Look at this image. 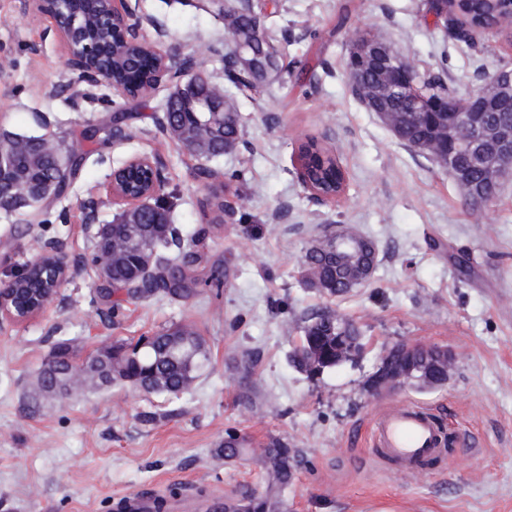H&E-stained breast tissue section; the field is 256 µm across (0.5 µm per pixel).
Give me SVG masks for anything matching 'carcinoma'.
<instances>
[{"instance_id":"1","label":"carcinoma","mask_w":512,"mask_h":512,"mask_svg":"<svg viewBox=\"0 0 512 512\" xmlns=\"http://www.w3.org/2000/svg\"><path fill=\"white\" fill-rule=\"evenodd\" d=\"M466 23L472 28L485 29L504 16L496 4L485 0H465L459 4ZM224 37L231 49H242L244 69L251 84L262 85L276 80L280 75L281 47L265 29L255 27L250 17L232 11L224 12ZM204 100L224 109V123L199 112L190 115L191 107L183 100L174 101L175 111L170 113V123L179 129L174 139H191L197 144V156L216 157L223 154L222 142L238 139L242 121L237 108L225 101L224 89L215 84L202 82L198 85ZM401 142L413 147L423 142L431 130L409 119V113H401ZM66 144L48 134L40 136V142L29 145V136L15 133L0 138V152L14 157L15 180L0 187V195L11 197L22 190L31 196L40 192L65 194L69 183L60 177ZM299 159L311 184L326 194L337 192L343 184L346 171L339 158L325 144L313 137H306L298 145ZM455 168L469 172L474 187L480 188L486 174L472 166L465 156L455 159ZM202 240L197 239L180 251L175 259L163 255L160 267L153 276L152 285L139 289L142 298L162 292L172 298H187L200 287H220L229 281L228 269L211 266L207 276L198 269L207 263L200 250ZM139 263V257L130 255L126 262L115 268L113 287L124 289L126 274ZM377 251L372 242L364 237L345 251H333L311 244L299 261V275L308 288L329 297H344L360 287L353 281L355 271L361 266L376 267ZM346 329L336 320V312L320 308L312 310L303 321V346L294 350L292 363L299 370L314 377L340 363L352 360L361 347L360 332L354 324L344 321ZM210 353L205 338L192 326L175 324L168 332L157 336H142L134 343L112 345V381L127 383L145 391L176 395L186 389L199 375L200 362H209ZM411 363H425L430 367L433 386L448 381V359L426 357L407 343L390 347L381 364L395 369ZM224 461L231 462L244 456L255 459L260 467L261 488L247 490L226 497L224 512H281L282 493L294 478L301 465L297 449L281 437H271L261 448L252 447L251 439L236 430L224 434Z\"/></svg>"}]
</instances>
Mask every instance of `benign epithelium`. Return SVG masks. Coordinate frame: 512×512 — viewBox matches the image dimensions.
I'll return each mask as SVG.
<instances>
[{"mask_svg": "<svg viewBox=\"0 0 512 512\" xmlns=\"http://www.w3.org/2000/svg\"><path fill=\"white\" fill-rule=\"evenodd\" d=\"M81 0H31L34 11L49 16L53 21V34L63 47L72 80L89 86H105L112 94L127 100L133 99L131 83L118 79L111 71L99 63L100 51L95 43L83 40V34L77 26ZM96 22L98 28L115 33L120 40L119 53L127 60H139L145 56L153 59L152 73L154 88L164 87L169 91L167 100L172 101L181 94L194 96L197 104L203 106L213 116H224V108H215L202 101L196 95L197 87L190 76L198 70L193 54H185L168 47V34L153 19L140 14L131 5V0H101ZM152 28L154 35L146 37V29ZM351 85L356 94L379 118L399 134L400 127L392 121V110L388 102L400 99L406 105V111L414 114L419 122L436 130L438 115L448 116V132L435 136L426 150L440 161L441 168L457 184L465 196L470 198V185L459 173L448 170V155L457 151H466L479 164L494 168L497 182L490 185L487 200H496L497 183L512 178V127L492 128L482 117L485 112L505 111L512 108V64L498 67L482 86L464 98L443 94L430 98L424 94V88L415 79V66L399 55L392 47L378 37L352 40L349 54ZM224 76L231 82L248 87L250 79L238 69L234 54L229 52L224 59ZM131 168L142 167L149 171L153 190L147 194H132L118 186L116 175H111L108 185L112 203L121 207L122 212L153 209L155 202L163 198L166 184L164 167L159 158L151 155H137L126 162ZM96 250L105 252L104 257L95 264L99 280L112 284V268L117 258L130 254L141 257V271L132 278L139 286L151 279L155 263V251L152 242L141 236L139 225L127 224L118 228V224H101L96 233ZM33 265L28 264L14 273L4 288L0 289V313L16 321H25L41 314L56 299L60 288L68 276L67 267L42 288H28L27 281L32 278ZM78 378L93 379L87 364L69 363L64 372L52 370L39 377L50 391H60L69 387ZM416 381L410 374L386 369L382 370L373 390L383 392L408 386Z\"/></svg>", "mask_w": 512, "mask_h": 512, "instance_id": "obj_1", "label": "benign epithelium"}]
</instances>
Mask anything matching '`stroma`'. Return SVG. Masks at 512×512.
<instances>
[{"mask_svg": "<svg viewBox=\"0 0 512 512\" xmlns=\"http://www.w3.org/2000/svg\"><path fill=\"white\" fill-rule=\"evenodd\" d=\"M135 2L173 49L213 45L206 68L236 104L243 132L224 156H190L155 126L165 91L127 101L74 83L51 19L25 0H0V127L51 133L84 155L67 196L43 206L37 223L0 212V285L48 247L69 269L40 317L0 318V512H115V500L130 493L163 498L162 512H197L200 499L259 484L253 460L228 465L220 455L230 428L256 445L280 436L300 450L282 512H512V179L490 207L470 209L445 172L367 110L347 70L352 35L366 29L463 96L512 61V40L479 31L473 47L452 41L430 0H268L265 25L284 48L282 70L271 85L239 87L223 77L224 23L211 0ZM116 115L119 140L99 128ZM90 126L99 132L87 141ZM304 135L339 156L348 177L342 201L315 200L300 184ZM138 154L160 158L183 242L203 234L210 260L231 268L229 287L179 300L121 291L110 300L98 288L96 226L119 212L106 184ZM203 164L212 183L197 174ZM213 184L233 209L219 226L203 216ZM90 200L93 225L83 220ZM332 225L378 247L371 282L342 298L298 282L300 257ZM316 308L352 320L363 348L311 378L291 355ZM182 322L206 338L211 363L179 396L122 382L34 394L58 342L79 362ZM400 342L451 351L447 383L374 394L367 381ZM245 353L262 397L251 410L238 402ZM399 404L427 408L451 435L437 464L406 471L372 452L371 419Z\"/></svg>", "mask_w": 512, "mask_h": 512, "instance_id": "35a3bbf8", "label": "stroma"}]
</instances>
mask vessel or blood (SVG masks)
<instances>
[{"instance_id": "obj_1", "label": "vessel or blood", "mask_w": 512, "mask_h": 512, "mask_svg": "<svg viewBox=\"0 0 512 512\" xmlns=\"http://www.w3.org/2000/svg\"><path fill=\"white\" fill-rule=\"evenodd\" d=\"M378 454L411 470L421 463L441 458V432L432 414L417 405H399L381 413L372 426ZM118 512H154L156 502L142 494L126 495L116 503Z\"/></svg>"}]
</instances>
